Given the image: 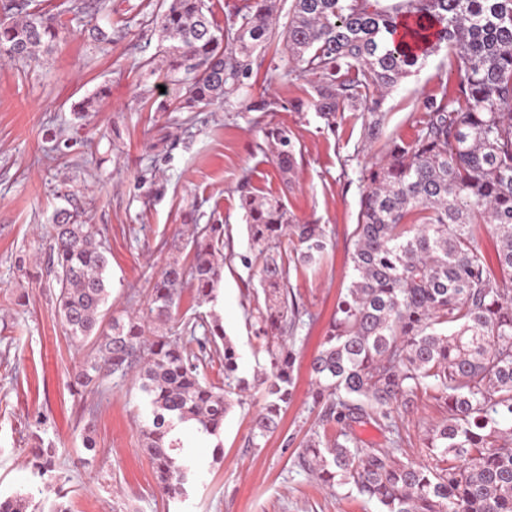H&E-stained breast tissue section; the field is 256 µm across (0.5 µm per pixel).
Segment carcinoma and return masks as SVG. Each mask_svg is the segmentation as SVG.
Wrapping results in <instances>:
<instances>
[{"label": "carcinoma", "mask_w": 512, "mask_h": 512, "mask_svg": "<svg viewBox=\"0 0 512 512\" xmlns=\"http://www.w3.org/2000/svg\"><path fill=\"white\" fill-rule=\"evenodd\" d=\"M26 0H3L0 51L31 61L53 49L62 23L30 13ZM160 38L173 72L191 76L178 110L192 112L235 94L260 50L279 38L295 61L296 77L313 84L310 102L326 120L348 106L370 115L377 137L385 94L426 58L393 39L394 24L412 19L416 42L448 46L467 108L432 100L409 143L392 139L365 169V190L352 233L354 276L309 364L310 392L320 406L319 428L300 463L327 489L354 484L382 512H512V0H292L279 28L276 0H244L237 28L220 29L207 0H157ZM284 184L293 182L295 143L284 127L268 131ZM263 305L256 307L269 370L248 380L221 319H185L174 309L185 280L199 302H213L224 274V228H189L191 264L174 260L147 297L104 321L110 291L109 250L82 214L61 208L53 218L47 270L69 340L83 355L72 387L102 393L106 375L133 374L150 421L143 447L162 493L175 498L203 468L194 444L175 433L191 430L224 458V418L244 394L263 387L249 445L259 448L292 402L296 353L288 345L300 311L289 298L288 264L320 263L330 240L321 224H297L283 201L240 196ZM486 226L498 241L496 262L476 233ZM203 337L196 336L197 326ZM219 364L217 381L201 371ZM419 390L431 391L442 421L426 428V459L399 458L404 439L392 409L410 410ZM373 422L393 434L391 447L366 448L353 425ZM338 426L332 435L320 429ZM32 474L54 479L56 449L32 450ZM31 496L0 499V512H29Z\"/></svg>", "instance_id": "cac0c4a2"}]
</instances>
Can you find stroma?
<instances>
[{"label":"stroma","instance_id":"35a3bbf8","mask_svg":"<svg viewBox=\"0 0 512 512\" xmlns=\"http://www.w3.org/2000/svg\"><path fill=\"white\" fill-rule=\"evenodd\" d=\"M147 0H106L103 10L71 13V0H31V10L60 14L52 54L25 63L0 57V495L33 496V512L66 500L71 512H380L354 485L328 490L298 463L302 442L318 424L309 362L353 277L352 232L364 191L362 171L387 141H411L431 99L457 97V60L447 48L430 53L386 96L376 139L360 113L338 112L327 126L318 112L293 111L314 91L289 76L281 41L263 52L229 102H215L195 122L176 111L188 75L171 73L166 45ZM112 30V43L92 27ZM108 95L84 116L75 103L100 88ZM171 111L160 110V103ZM285 126L296 144V181L284 186L266 132ZM281 197L296 222L324 225L332 242L319 266L289 268L301 319L295 396L262 448L248 438L259 390L234 406L221 435L224 460L206 464L188 496L168 502L144 451L143 394L130 376L105 379L104 399L72 395L82 359L67 338L46 275L52 217L60 208L84 213L111 251L107 315L141 299L168 262L190 260L186 229L220 224L234 255L224 264L216 312L249 377L268 365L255 321L259 288L248 254L241 191ZM415 410L398 412L403 456L424 457V431L443 411L418 392ZM99 453L84 465L83 436ZM57 450L58 480L34 478L26 465L36 439Z\"/></svg>","mask_w":512,"mask_h":512}]
</instances>
